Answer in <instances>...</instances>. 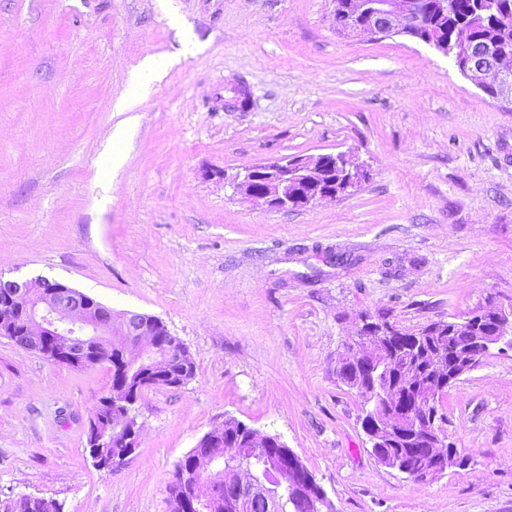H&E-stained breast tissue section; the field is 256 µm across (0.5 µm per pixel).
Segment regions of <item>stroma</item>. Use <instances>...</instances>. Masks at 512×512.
<instances>
[{
	"mask_svg": "<svg viewBox=\"0 0 512 512\" xmlns=\"http://www.w3.org/2000/svg\"><path fill=\"white\" fill-rule=\"evenodd\" d=\"M330 0H0V273L46 276L160 318L196 367L145 391L127 461L98 469L87 431L111 390L0 335V501L62 512H170L168 485L226 417L276 433L335 512H512V351L449 389L470 458L426 482L372 455L336 375L360 313L406 329L512 306V109L413 38L343 36ZM194 44L138 101L111 155L132 66ZM245 83V112L225 109ZM351 152L353 195L277 212L225 176Z\"/></svg>",
	"mask_w": 512,
	"mask_h": 512,
	"instance_id": "obj_1",
	"label": "stroma"
}]
</instances>
